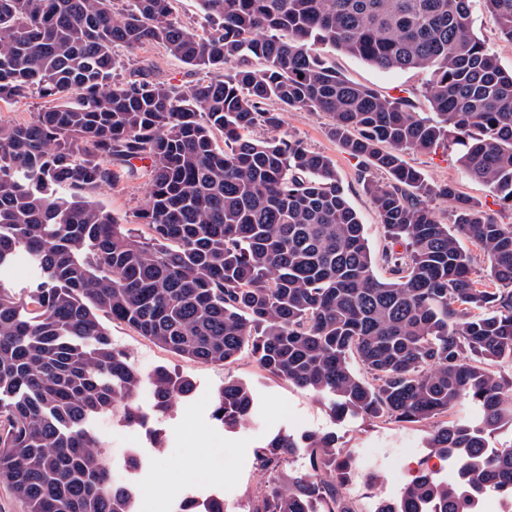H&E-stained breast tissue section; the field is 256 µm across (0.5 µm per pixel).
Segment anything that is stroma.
<instances>
[{
  "instance_id": "1",
  "label": "stroma",
  "mask_w": 512,
  "mask_h": 512,
  "mask_svg": "<svg viewBox=\"0 0 512 512\" xmlns=\"http://www.w3.org/2000/svg\"><path fill=\"white\" fill-rule=\"evenodd\" d=\"M328 56L350 80L384 93L418 89L426 80L423 73L381 70L339 51H329ZM133 57L149 68L155 78L174 85L188 86L203 77L201 71L174 59L158 46L135 51ZM279 113L278 136L301 141L334 161L348 200L364 225L371 251L381 253L388 243L383 226L362 189L356 160L329 136L328 117L284 106ZM404 160L421 170L432 183L450 184L459 193L486 202L492 199L489 187L469 178L460 167L455 149L410 151L405 153ZM149 189L148 177L139 173L116 187L101 189L95 201L121 223L132 225L134 232L143 234L147 228L136 223L133 214L145 203ZM107 327L113 345L124 351L146 378L165 369L194 383L193 393L179 400L162 421L152 420L141 427L106 416L93 424L102 441L140 459L138 470L118 472L121 481L130 482L143 493L137 501V512H170L175 499L203 500L211 496L222 498L227 512H249L254 497L270 483L269 475L257 469L254 452L280 432H333L341 448L355 455L364 448L380 449L376 466L355 484L351 500L356 512H371L381 501L399 498L411 481L413 468L435 459L432 449L426 446L432 423L360 416L340 419L332 413L326 398L268 373L249 355H241L226 365L205 364L162 348L124 323L111 320ZM228 378L248 385L256 398L248 420L230 429L223 428L212 417L215 395ZM153 429L159 432L154 439L149 436ZM215 448L227 450V464L215 461L211 454ZM164 468L173 472L174 478L157 482L156 476Z\"/></svg>"
}]
</instances>
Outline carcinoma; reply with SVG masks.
Listing matches in <instances>:
<instances>
[{
    "mask_svg": "<svg viewBox=\"0 0 512 512\" xmlns=\"http://www.w3.org/2000/svg\"><path fill=\"white\" fill-rule=\"evenodd\" d=\"M172 2L0 0V102H45L0 126V267L24 253L36 270L24 296L0 282V481L29 512H136L92 431L99 416L148 421L144 378L112 345L107 316L198 362L247 353L342 417L435 420L428 447L463 480L425 472L377 512H468L488 485L512 498V445L490 447L512 428V378L490 369L512 364V224L403 159L450 144L512 209V69L476 35L470 0H201L200 29L174 19ZM484 3L512 42V0ZM152 45L210 77L178 87L140 67L112 80L126 67L115 48ZM323 46L427 79L418 95L383 94L346 78ZM271 102L331 118L385 229L388 277L374 272L333 160L252 135L279 127ZM140 169L150 191L134 217L147 241L92 201ZM461 236L483 253L484 278ZM151 382L157 418L193 388L163 369ZM465 401L480 414L446 419ZM254 403L226 380L213 417L240 425ZM295 448L309 470L284 477ZM255 455L276 482L250 512H355L336 435L278 433ZM184 512L226 510L215 497Z\"/></svg>",
    "mask_w": 512,
    "mask_h": 512,
    "instance_id": "carcinoma-1",
    "label": "carcinoma"
}]
</instances>
